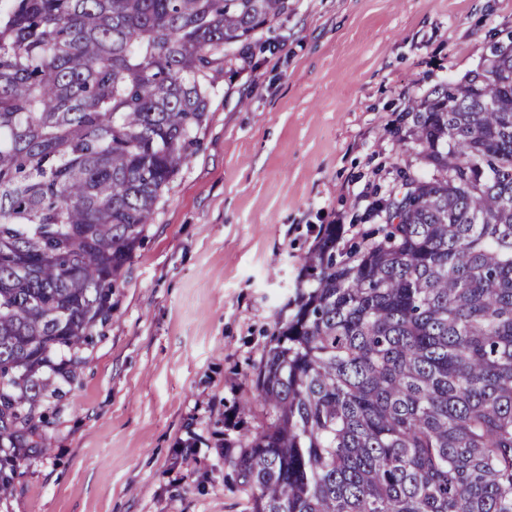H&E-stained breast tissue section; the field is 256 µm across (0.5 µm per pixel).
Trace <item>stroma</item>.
I'll return each mask as SVG.
<instances>
[{"mask_svg": "<svg viewBox=\"0 0 512 512\" xmlns=\"http://www.w3.org/2000/svg\"><path fill=\"white\" fill-rule=\"evenodd\" d=\"M210 97L76 378L39 411L42 448L0 447V512H245L224 466L262 418L254 368L326 225L342 240L395 185L413 100L462 80L512 0H289Z\"/></svg>", "mask_w": 512, "mask_h": 512, "instance_id": "35a3bbf8", "label": "stroma"}]
</instances>
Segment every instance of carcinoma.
Instances as JSON below:
<instances>
[{"instance_id":"carcinoma-1","label":"carcinoma","mask_w":512,"mask_h":512,"mask_svg":"<svg viewBox=\"0 0 512 512\" xmlns=\"http://www.w3.org/2000/svg\"><path fill=\"white\" fill-rule=\"evenodd\" d=\"M286 10L0 0L1 440L76 377L217 75ZM396 135L419 172L348 248L325 227L256 367L247 512H512V41Z\"/></svg>"}]
</instances>
